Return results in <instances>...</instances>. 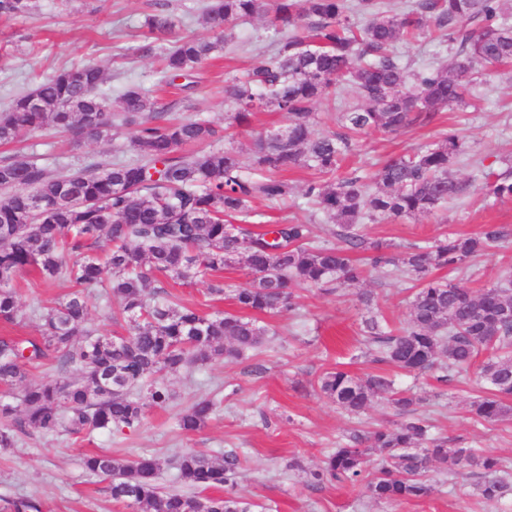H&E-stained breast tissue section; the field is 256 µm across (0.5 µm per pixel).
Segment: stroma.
Returning a JSON list of instances; mask_svg holds the SVG:
<instances>
[{"label":"stroma","instance_id":"1","mask_svg":"<svg viewBox=\"0 0 512 512\" xmlns=\"http://www.w3.org/2000/svg\"><path fill=\"white\" fill-rule=\"evenodd\" d=\"M36 4L30 17L0 20V109L53 70L93 61L104 68L112 99H119L132 82L156 89L170 117L201 118L226 130L247 169L255 162L254 137L276 130L284 121L282 113L259 112L249 125L240 127L224 107L226 74L244 71L276 53L277 37L268 19L232 23L219 58L203 65L194 89L182 93L162 86L156 57L137 52L145 16L151 11L149 0H36ZM477 92L481 109H444L429 124L397 135L362 136L341 170L368 175L390 158L438 142L448 133H461L469 151L451 173L465 184L464 193L434 215L369 223L365 233L369 240L390 244L392 253L401 255L412 245L444 235L474 234L488 224L502 227L505 238L470 261L461 275L464 283L481 289L512 275V198L496 199L471 185L477 163L497 170L512 164V68L480 75ZM13 155L39 160L56 174L86 162L137 158L130 130L117 123L109 135L78 144L50 129L27 133L15 144L0 146V158ZM285 177L292 187L287 203L272 208L255 201L261 219L253 223V230L265 224L303 223L312 225L316 235L327 236L326 219L311 209L304 196L313 171L295 167ZM14 286L23 320L17 326L0 323V336L36 335L31 305H54L72 291L68 281L46 283L30 276L16 279ZM365 290L376 297L373 307L358 299ZM409 296L406 282L373 268L349 288L296 289L293 310L261 317L267 334L249 359H218L168 377L173 403L164 410H150L136 429L97 433L83 442L58 433L21 438L12 453L0 454V510L6 501L28 496L42 503L43 512H126L112 501L105 481L84 471L85 455L107 451L121 459L153 456L161 465L163 489L178 491L182 485L170 460L179 449L195 448L215 462L223 460L225 451L237 450L242 464L235 493L244 502L262 505L265 512H512V490L497 502H486L479 494L480 476L467 471L429 470L433 487L429 497L393 505L375 502L358 486H318L312 480V472L326 455L351 443L355 435L392 426L397 420L395 409L384 399L353 416L321 395L317 379L333 368L360 377L386 374L395 388L412 390L420 397L418 412L433 435L447 438L449 446L489 452L512 463V418L484 422L470 411L471 403L487 394L476 372L446 386L374 363L367 354L359 331L362 320L376 312L389 325L404 326ZM204 398L219 400L217 413L199 432L183 433L177 423L179 412ZM291 461L298 462V469H288Z\"/></svg>","mask_w":512,"mask_h":512}]
</instances>
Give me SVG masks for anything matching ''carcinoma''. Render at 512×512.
I'll return each instance as SVG.
<instances>
[{
    "label": "carcinoma",
    "mask_w": 512,
    "mask_h": 512,
    "mask_svg": "<svg viewBox=\"0 0 512 512\" xmlns=\"http://www.w3.org/2000/svg\"><path fill=\"white\" fill-rule=\"evenodd\" d=\"M508 0H414L392 12L384 0H211L203 9L209 39L180 35L162 57L166 82L192 88L189 78L224 48L227 25L255 15L271 16L280 35L277 52L245 76L224 80V102L239 126L256 112L286 116L281 134L257 135L255 162L261 175L242 167L233 147L203 120L171 121L164 107L140 84L121 94V120L133 127L138 158L90 163L56 176L24 157L0 160V321L19 313L13 288L21 275L45 282L66 280L75 291L50 307L32 308L39 336H0V386H22L18 397L0 396V451L20 437L61 430L70 437L122 431L141 424L148 409H164L173 394L168 374L205 366L216 358L243 359L258 348L267 330L254 315L293 308L294 289L347 287L363 268L352 254L366 252V264L411 282L409 319L394 331L378 314L362 322L360 335L376 361L449 385L485 353L480 376L491 394L472 404L479 420L512 417V277L480 291L452 274L504 236L489 224L472 236L446 235L415 245L396 258L383 243H370L364 224L382 219L430 215L463 193L451 167L467 153L464 138L450 134L436 144L386 161L370 178L338 177L359 137L373 131L397 134L432 121L444 108L476 97L474 75L512 63V6ZM145 17L147 36L138 51L155 53L156 43L174 34L176 20L164 0H152ZM35 0H0V18L30 13ZM365 23L359 24L358 18ZM434 22L439 42L450 47L446 63L412 68L395 45ZM106 77L96 63L63 68L44 77L0 110V144L23 132L53 128L78 142L112 128ZM351 87L356 102L337 117L341 131L315 129L313 105ZM187 145L204 149L181 154ZM307 167L318 179L305 195L336 225L339 244L313 240L309 224H271L254 232L231 224L257 216V199L280 201L291 187L278 173ZM478 189L512 197V172L477 169ZM248 271L245 285L231 289L241 313L208 315L185 305L160 286L183 285L200 274L218 276L236 259ZM108 301L106 316L126 323V335L103 336L88 328L86 294ZM51 365L58 376L28 381L29 369ZM322 394L359 415L386 396L401 420L373 429L327 455L312 473L323 484L336 480L363 486L378 502L426 498L430 467L483 477L481 495L496 501L508 491L506 461L471 448L448 447L418 415L420 398L394 389L384 374L355 377L334 369L318 379ZM213 399L192 403L179 416L182 431L201 430L214 412ZM368 444L382 457L367 464ZM240 456L224 452L220 464L187 448L175 460L176 479L197 495L163 492L160 464L150 456L120 460L106 452L83 458L86 472L108 482L112 500L132 512H248L232 493ZM224 489L222 496H205ZM9 512H41L34 498L7 502Z\"/></svg>",
    "instance_id": "carcinoma-1"
}]
</instances>
